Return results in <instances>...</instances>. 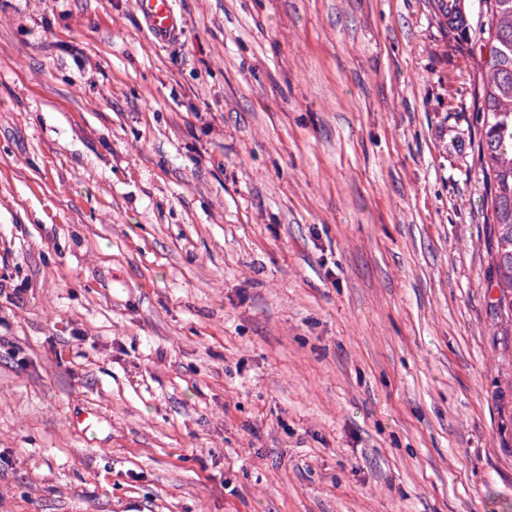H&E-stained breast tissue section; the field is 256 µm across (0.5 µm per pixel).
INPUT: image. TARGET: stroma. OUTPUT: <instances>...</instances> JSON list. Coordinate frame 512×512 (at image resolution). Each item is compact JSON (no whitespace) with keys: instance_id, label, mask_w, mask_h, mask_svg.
Segmentation results:
<instances>
[{"instance_id":"1","label":"stroma","mask_w":512,"mask_h":512,"mask_svg":"<svg viewBox=\"0 0 512 512\" xmlns=\"http://www.w3.org/2000/svg\"><path fill=\"white\" fill-rule=\"evenodd\" d=\"M174 4L0 0V512H512L480 0ZM136 7L148 21L150 31L156 39L167 40L175 33L173 0H136Z\"/></svg>"}]
</instances>
